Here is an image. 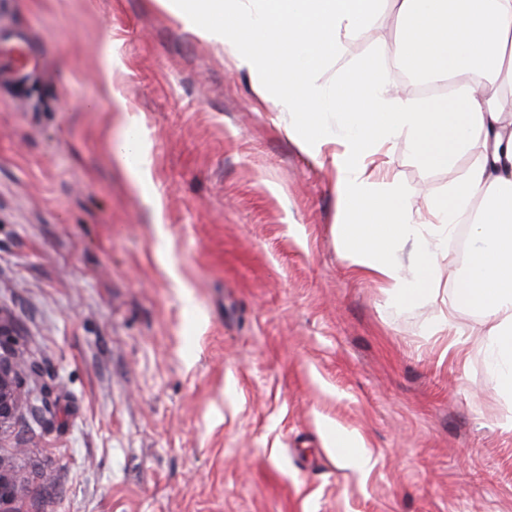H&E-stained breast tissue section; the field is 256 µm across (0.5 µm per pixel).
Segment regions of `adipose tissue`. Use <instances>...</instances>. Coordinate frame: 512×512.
Instances as JSON below:
<instances>
[{
	"mask_svg": "<svg viewBox=\"0 0 512 512\" xmlns=\"http://www.w3.org/2000/svg\"><path fill=\"white\" fill-rule=\"evenodd\" d=\"M186 29L219 45L266 85L285 130L336 172V248L393 301L434 295L436 263L460 225L470 245L454 276L453 308L487 314L485 347L497 388L512 395V0H393L388 54L411 75L451 82L445 96L388 92L370 59L346 64L378 0H163ZM343 69L325 82V71ZM408 139L430 168L472 164L440 195L415 196L369 172L386 144Z\"/></svg>",
	"mask_w": 512,
	"mask_h": 512,
	"instance_id": "ef3b65f1",
	"label": "adipose tissue"
}]
</instances>
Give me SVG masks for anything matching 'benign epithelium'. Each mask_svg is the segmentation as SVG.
Returning <instances> with one entry per match:
<instances>
[{
	"label": "benign epithelium",
	"mask_w": 512,
	"mask_h": 512,
	"mask_svg": "<svg viewBox=\"0 0 512 512\" xmlns=\"http://www.w3.org/2000/svg\"><path fill=\"white\" fill-rule=\"evenodd\" d=\"M39 364L23 357H0V428L15 416L20 404V386L26 381L34 385L27 400V410L36 420H42L52 410L50 391L39 385Z\"/></svg>",
	"instance_id": "obj_1"
}]
</instances>
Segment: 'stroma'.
Returning <instances> with one entry per match:
<instances>
[{
	"instance_id": "obj_1",
	"label": "stroma",
	"mask_w": 512,
	"mask_h": 512,
	"mask_svg": "<svg viewBox=\"0 0 512 512\" xmlns=\"http://www.w3.org/2000/svg\"><path fill=\"white\" fill-rule=\"evenodd\" d=\"M2 29L32 76L0 86V353L37 361L56 407L0 428V512H512L489 324L437 328L457 249L437 297L394 307L336 249L331 168L157 0H0ZM395 36L380 0L348 62ZM378 165L411 193L460 174L403 139Z\"/></svg>"
}]
</instances>
